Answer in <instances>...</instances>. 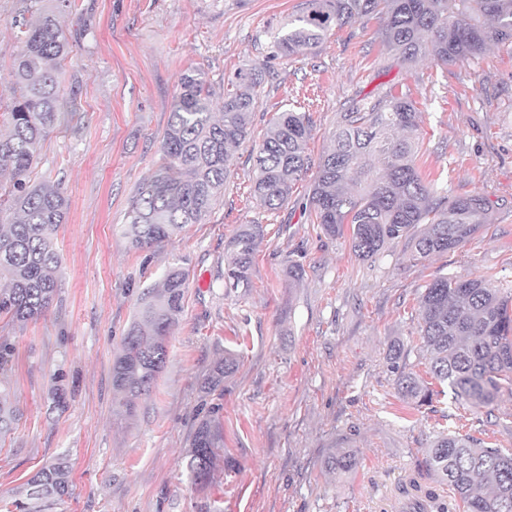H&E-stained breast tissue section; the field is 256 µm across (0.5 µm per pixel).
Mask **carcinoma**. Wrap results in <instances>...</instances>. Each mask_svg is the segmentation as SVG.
<instances>
[{
	"instance_id": "cac0c4a2",
	"label": "carcinoma",
	"mask_w": 512,
	"mask_h": 512,
	"mask_svg": "<svg viewBox=\"0 0 512 512\" xmlns=\"http://www.w3.org/2000/svg\"><path fill=\"white\" fill-rule=\"evenodd\" d=\"M71 0H47L30 26L19 30L20 53L12 73L17 91L7 112L8 132L0 134V319L24 324L44 314L56 294L61 256L54 241L67 200L59 189L34 184L29 174L41 141L61 113L62 62L69 42L57 15ZM381 19L382 41L402 61L430 56L446 64L481 55L492 45H512V0H306L302 11L275 36L274 56L307 54L333 30L363 18ZM267 63L237 71L227 81L220 118L210 87L199 69L182 75L161 151L163 163L139 187L123 233L138 250L158 247L188 224H199L213 209L232 174V149L249 135L258 88ZM418 112L408 95L387 92L346 109L333 132V148L319 159L309 196L324 233L341 237L368 259L386 245L405 239L414 260L445 254L465 244L488 223L486 199L473 194L448 200L422 179L416 164ZM309 119L288 108L274 117L255 154L252 194L276 210L311 169L305 151ZM426 225L415 233L416 225ZM260 224H244L227 245L225 286L248 283ZM188 274L167 269L143 289L136 316L112 363L117 413L132 418L137 401L149 395L168 356L170 330L184 309ZM418 324L429 355L430 373L458 399L476 406L494 400L501 376L512 373V293L487 277L457 281L436 278L421 294ZM391 357L397 392L420 403L432 400L411 372ZM236 356L226 351L205 378L215 390L235 372ZM19 412L0 388V437L13 430ZM223 447L220 425L202 420L185 450L190 479L206 483ZM420 467L451 487L466 512H512V453L457 434H442L424 449ZM69 456L62 453L27 482L25 495L7 512H46L72 494ZM485 479L492 488L479 492Z\"/></svg>"
}]
</instances>
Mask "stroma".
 Wrapping results in <instances>:
<instances>
[{"instance_id": "stroma-1", "label": "stroma", "mask_w": 512, "mask_h": 512, "mask_svg": "<svg viewBox=\"0 0 512 512\" xmlns=\"http://www.w3.org/2000/svg\"><path fill=\"white\" fill-rule=\"evenodd\" d=\"M304 0H73L59 21L67 116L42 142L30 173L60 186L69 208L57 231L62 269L55 299L25 325L0 320L15 348L0 374L22 413L0 441V505L57 455L73 465V493L51 512H414L402 488L417 478L447 512H463L448 485L419 474L424 448L443 432L512 453V385L484 407L452 393L423 406L404 400L388 368L400 348L405 371L425 376L429 357L416 317L440 275L485 276L512 289V48L469 61L404 65L386 49L378 19L334 30L312 54L271 59L272 32ZM33 0H0V100L15 93L16 34L34 20ZM269 62L250 140L213 210L161 248L133 249L122 232L133 198L161 164V144L181 75L205 72L214 107L224 85ZM419 112L425 181L449 197L481 194L489 222L459 249L421 261L407 241L356 256L306 209L313 174L280 208L252 197L253 145L291 104L306 112V152L331 145L340 112L386 89ZM264 230L247 287L224 285L225 246L239 225ZM303 268L288 277L289 264ZM170 266L188 274L184 312L168 358L128 422L113 411L112 362L139 293ZM238 367L223 394L203 381L224 351ZM63 394L65 406L53 397ZM221 404L224 455L207 487L189 478L183 451L198 422ZM356 454L346 472L327 461Z\"/></svg>"}]
</instances>
